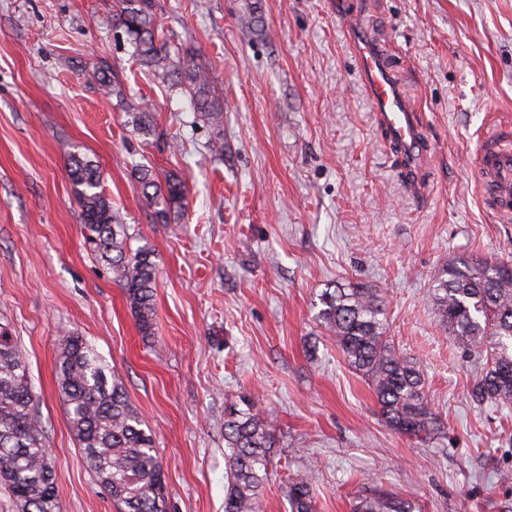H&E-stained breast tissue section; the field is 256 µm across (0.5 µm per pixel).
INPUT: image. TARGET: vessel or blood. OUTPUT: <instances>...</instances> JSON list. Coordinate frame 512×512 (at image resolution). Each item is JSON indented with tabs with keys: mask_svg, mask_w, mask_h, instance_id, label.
<instances>
[{
	"mask_svg": "<svg viewBox=\"0 0 512 512\" xmlns=\"http://www.w3.org/2000/svg\"><path fill=\"white\" fill-rule=\"evenodd\" d=\"M357 58L380 124L391 141L406 150L418 145L420 132L413 114L376 51L369 47L358 49ZM476 168L500 216L511 218L512 143L495 134L488 136L479 150Z\"/></svg>",
	"mask_w": 512,
	"mask_h": 512,
	"instance_id": "vessel-or-blood-1",
	"label": "vessel or blood"
}]
</instances>
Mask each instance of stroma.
<instances>
[{"mask_svg":"<svg viewBox=\"0 0 512 512\" xmlns=\"http://www.w3.org/2000/svg\"><path fill=\"white\" fill-rule=\"evenodd\" d=\"M223 114L141 67L114 0H0V317L29 368L63 512H117L70 429L60 340H92L163 460L168 512H224V407L249 393L276 414L264 512H290L310 471L316 512L365 489L417 512H512V406L469 397L481 362L429 298L465 253L512 257V220L473 171L488 133L512 137V0H155ZM378 51L420 125L405 159L380 126L342 30ZM149 104V131L104 96L99 61ZM95 160L126 246L152 252L154 333L143 337L107 262L86 248L68 159ZM177 175L185 213L159 224L135 176ZM373 288L387 334L426 378L444 428L390 429L315 305Z\"/></svg>","mask_w":512,"mask_h":512,"instance_id":"35a3bbf8","label":"stroma"}]
</instances>
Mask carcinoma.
Wrapping results in <instances>:
<instances>
[{"instance_id": "obj_1", "label": "carcinoma", "mask_w": 512, "mask_h": 512, "mask_svg": "<svg viewBox=\"0 0 512 512\" xmlns=\"http://www.w3.org/2000/svg\"><path fill=\"white\" fill-rule=\"evenodd\" d=\"M113 19L141 65L160 82L187 93L203 118L214 125L223 122L222 111L212 105L205 71L187 50L180 56L170 54L156 24L154 0H115ZM97 72L99 90L117 98L123 111H149L124 93L108 64H99ZM68 172L81 210L85 244L109 262L141 335L148 338L154 331L157 288L151 251L125 249L124 227L101 189L96 162L74 153ZM137 179L154 208L156 223L168 224L171 216L185 209L187 191L177 176L170 175L162 183L141 169ZM431 300L462 349L471 357H486L471 388L473 401L511 405L512 263L495 257L455 256L441 268ZM319 304L316 319L336 338L348 365L368 379L388 426L420 439L437 433L440 422L424 375L417 363L390 343L385 303L378 291L340 285L323 291ZM56 369L83 459L120 512H167L155 441L104 356L86 337L72 331L61 340ZM224 416L229 449L224 512H261L260 491L274 447L268 418L260 414L252 397L226 404ZM0 483L21 512H62L26 364L5 325H0ZM288 504L290 512H315L307 474L291 478ZM352 512H414V507L401 497L374 492L356 497Z\"/></svg>"}]
</instances>
